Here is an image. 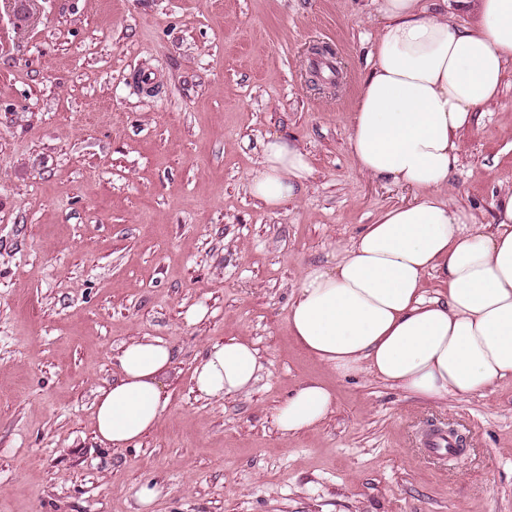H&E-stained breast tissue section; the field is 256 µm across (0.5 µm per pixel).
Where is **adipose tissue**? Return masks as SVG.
<instances>
[{
    "label": "adipose tissue",
    "mask_w": 512,
    "mask_h": 512,
    "mask_svg": "<svg viewBox=\"0 0 512 512\" xmlns=\"http://www.w3.org/2000/svg\"><path fill=\"white\" fill-rule=\"evenodd\" d=\"M477 18L455 26L426 0H382L385 23L351 117L348 150L359 172L414 188V201L382 211L332 266L303 273L288 313L300 349L337 375L368 374L429 401L482 393L512 378V191L493 203V223L443 198L460 135L499 99L512 64V0H473ZM314 172L308 152L267 135L249 174L252 195L271 211L302 194ZM438 288L426 292V275ZM119 375L99 389L97 435L129 447L152 431L168 400L173 364L163 341L126 344ZM256 349L235 338L212 346L194 370L210 397L247 393ZM335 404L323 382H305L278 406L292 436L319 425Z\"/></svg>",
    "instance_id": "ef3b65f1"
}]
</instances>
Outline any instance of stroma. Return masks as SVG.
<instances>
[{
    "label": "stroma",
    "instance_id": "obj_1",
    "mask_svg": "<svg viewBox=\"0 0 512 512\" xmlns=\"http://www.w3.org/2000/svg\"><path fill=\"white\" fill-rule=\"evenodd\" d=\"M379 6L0 0V512H512V380L423 401L337 376L288 332L305 269L411 197L362 175L347 146ZM272 133L314 167L275 212L247 180ZM511 189L512 69L444 198L488 224ZM145 336L173 352L168 408L114 448L95 398ZM234 337L258 352L252 389L202 395L195 366ZM310 378L334 409L285 436L276 409ZM431 424L465 454L428 458Z\"/></svg>",
    "mask_w": 512,
    "mask_h": 512
}]
</instances>
